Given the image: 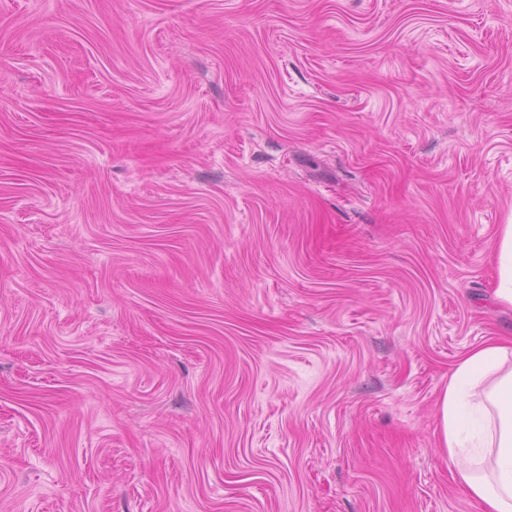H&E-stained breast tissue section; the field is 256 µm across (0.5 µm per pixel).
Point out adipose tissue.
<instances>
[{
	"label": "adipose tissue",
	"mask_w": 512,
	"mask_h": 512,
	"mask_svg": "<svg viewBox=\"0 0 512 512\" xmlns=\"http://www.w3.org/2000/svg\"><path fill=\"white\" fill-rule=\"evenodd\" d=\"M496 299L512 307V221L495 239ZM437 445L482 512H512V340L466 353L440 398Z\"/></svg>",
	"instance_id": "1"
}]
</instances>
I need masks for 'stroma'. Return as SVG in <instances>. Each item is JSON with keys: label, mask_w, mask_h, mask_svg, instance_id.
Segmentation results:
<instances>
[{"label": "stroma", "mask_w": 512, "mask_h": 512, "mask_svg": "<svg viewBox=\"0 0 512 512\" xmlns=\"http://www.w3.org/2000/svg\"><path fill=\"white\" fill-rule=\"evenodd\" d=\"M512 0H0V512H482ZM437 445L483 512H512V340L466 353L440 398Z\"/></svg>", "instance_id": "1"}]
</instances>
